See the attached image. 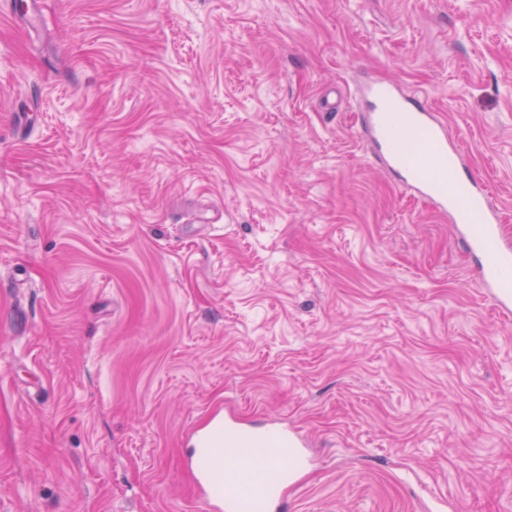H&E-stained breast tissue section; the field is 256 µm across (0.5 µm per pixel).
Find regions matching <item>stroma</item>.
I'll use <instances>...</instances> for the list:
<instances>
[{"label": "stroma", "mask_w": 512, "mask_h": 512, "mask_svg": "<svg viewBox=\"0 0 512 512\" xmlns=\"http://www.w3.org/2000/svg\"><path fill=\"white\" fill-rule=\"evenodd\" d=\"M0 14V512H206L189 436L309 446L282 512H512V316L378 162L446 124L512 243V0H39Z\"/></svg>", "instance_id": "stroma-1"}]
</instances>
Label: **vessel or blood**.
Here are the masks:
<instances>
[{
    "mask_svg": "<svg viewBox=\"0 0 512 512\" xmlns=\"http://www.w3.org/2000/svg\"><path fill=\"white\" fill-rule=\"evenodd\" d=\"M366 129L379 157L436 211L462 229L465 248L479 255L480 277L497 311L512 313V245L500 234L502 216L477 177L458 173L462 153L449 146L446 127L422 102L396 85L369 89ZM303 436L278 423L254 432L235 412L212 421L196 439L193 481L210 512H272L281 461L299 456Z\"/></svg>",
    "mask_w": 512,
    "mask_h": 512,
    "instance_id": "1",
    "label": "vessel or blood"
}]
</instances>
